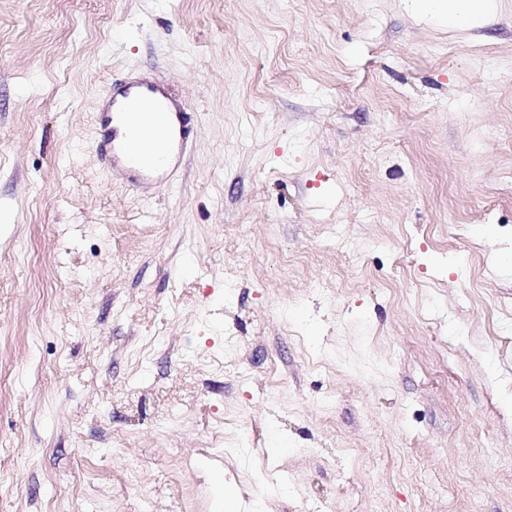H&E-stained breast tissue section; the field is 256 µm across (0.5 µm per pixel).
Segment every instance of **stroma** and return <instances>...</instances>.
<instances>
[{
    "label": "stroma",
    "instance_id": "obj_1",
    "mask_svg": "<svg viewBox=\"0 0 512 512\" xmlns=\"http://www.w3.org/2000/svg\"><path fill=\"white\" fill-rule=\"evenodd\" d=\"M196 137L143 195L108 83ZM512 512V0H0V512ZM497 0H412L413 7L448 28L485 25L496 10ZM107 96L108 106L97 114L101 131L97 145L99 162L110 175L126 178L134 190L145 194L157 183L168 179L171 165L161 168L155 164L152 143L135 146L130 138L120 137L114 125L115 116L123 114L128 127L135 128L139 126L137 112H165L171 100L162 85L150 80L110 84ZM119 98L124 109L114 112ZM111 106L113 113L108 110Z\"/></svg>",
    "mask_w": 512,
    "mask_h": 512
}]
</instances>
